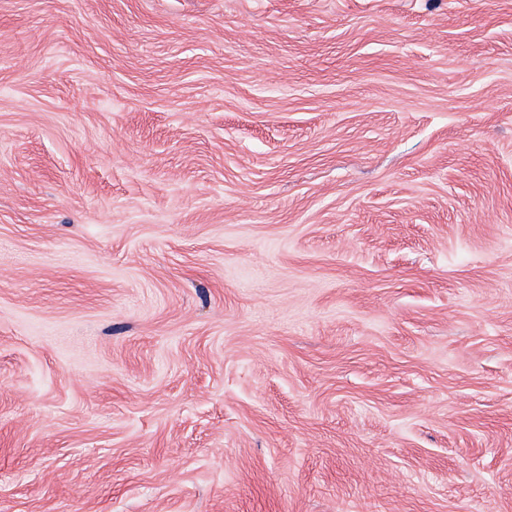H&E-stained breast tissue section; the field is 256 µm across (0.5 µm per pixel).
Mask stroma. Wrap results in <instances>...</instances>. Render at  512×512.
Masks as SVG:
<instances>
[{"instance_id":"stroma-1","label":"stroma","mask_w":512,"mask_h":512,"mask_svg":"<svg viewBox=\"0 0 512 512\" xmlns=\"http://www.w3.org/2000/svg\"><path fill=\"white\" fill-rule=\"evenodd\" d=\"M0 512H512V0H0Z\"/></svg>"}]
</instances>
